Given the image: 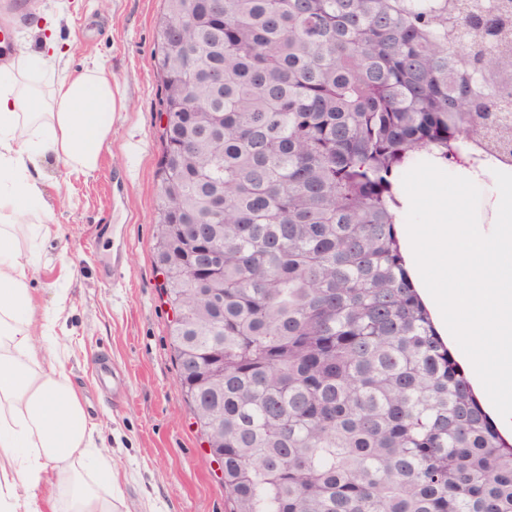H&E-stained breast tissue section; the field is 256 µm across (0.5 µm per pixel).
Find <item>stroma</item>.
<instances>
[{
    "instance_id": "1",
    "label": "stroma",
    "mask_w": 512,
    "mask_h": 512,
    "mask_svg": "<svg viewBox=\"0 0 512 512\" xmlns=\"http://www.w3.org/2000/svg\"><path fill=\"white\" fill-rule=\"evenodd\" d=\"M163 0H66L56 36L70 69L102 62L116 108L98 169L48 158L44 200L56 233L29 258L37 320L66 298L60 348L112 451L122 512H228L179 386L173 312L154 261L161 87L153 66ZM124 385L113 392L112 377Z\"/></svg>"
}]
</instances>
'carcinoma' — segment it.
Returning <instances> with one entry per match:
<instances>
[{"mask_svg":"<svg viewBox=\"0 0 512 512\" xmlns=\"http://www.w3.org/2000/svg\"><path fill=\"white\" fill-rule=\"evenodd\" d=\"M155 262L231 512H512L394 183L512 150L509 0H164Z\"/></svg>","mask_w":512,"mask_h":512,"instance_id":"cac0c4a2","label":"carcinoma"}]
</instances>
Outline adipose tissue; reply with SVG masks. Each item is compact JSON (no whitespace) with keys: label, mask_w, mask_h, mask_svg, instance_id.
Wrapping results in <instances>:
<instances>
[{"label":"adipose tissue","mask_w":512,"mask_h":512,"mask_svg":"<svg viewBox=\"0 0 512 512\" xmlns=\"http://www.w3.org/2000/svg\"><path fill=\"white\" fill-rule=\"evenodd\" d=\"M44 34L0 68V512H118L112 456L96 437L59 353L54 324L37 323L20 233L49 236L39 159L96 169L112 128V75L69 71Z\"/></svg>","instance_id":"obj_1"}]
</instances>
